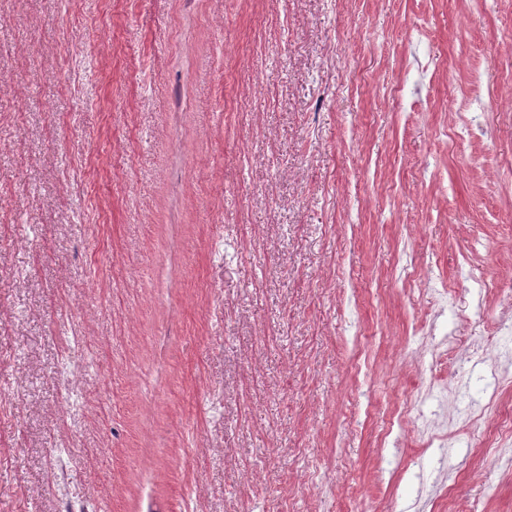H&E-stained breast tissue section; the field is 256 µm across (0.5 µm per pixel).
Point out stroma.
<instances>
[{
    "label": "stroma",
    "instance_id": "stroma-1",
    "mask_svg": "<svg viewBox=\"0 0 512 512\" xmlns=\"http://www.w3.org/2000/svg\"><path fill=\"white\" fill-rule=\"evenodd\" d=\"M482 122L484 135L448 129ZM512 302V0H0V512H512L444 329ZM464 275L470 288H474V294L469 299H463L456 305L458 314L463 318L462 321L470 319L473 311H478L482 307L484 299L496 288L486 276L483 265L475 259L467 258L464 266ZM465 319V320H464Z\"/></svg>",
    "mask_w": 512,
    "mask_h": 512
}]
</instances>
